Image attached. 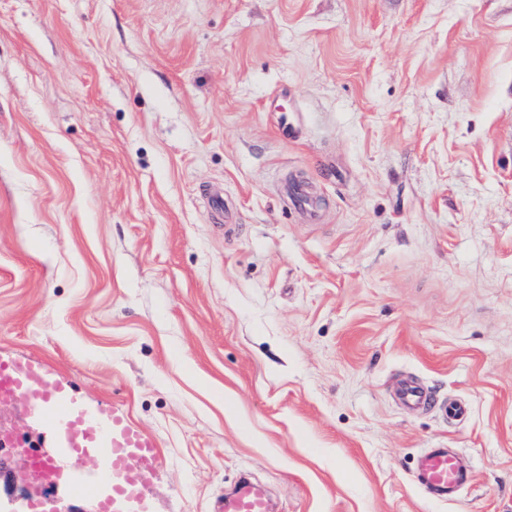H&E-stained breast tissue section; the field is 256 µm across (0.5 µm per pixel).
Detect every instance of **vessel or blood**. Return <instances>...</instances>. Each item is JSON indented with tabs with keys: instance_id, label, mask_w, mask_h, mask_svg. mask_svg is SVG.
Masks as SVG:
<instances>
[{
	"instance_id": "vessel-or-blood-1",
	"label": "vessel or blood",
	"mask_w": 512,
	"mask_h": 512,
	"mask_svg": "<svg viewBox=\"0 0 512 512\" xmlns=\"http://www.w3.org/2000/svg\"><path fill=\"white\" fill-rule=\"evenodd\" d=\"M398 397L402 405L414 410L434 404L431 395L411 383L402 386ZM18 398L26 400L33 414L49 421L53 447L43 457L46 481H66L73 497L95 498L99 485L108 483L112 486V505L120 507L135 492L142 467L159 457L154 442L120 415H113L108 422L80 416L58 381L38 367L0 365V401ZM89 457L94 460L90 470L85 467ZM473 479V469L445 448L426 449L414 471L417 486L438 501L453 500ZM215 512L273 509L265 489L244 474L218 501Z\"/></svg>"
}]
</instances>
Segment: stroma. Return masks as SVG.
<instances>
[{"mask_svg": "<svg viewBox=\"0 0 512 512\" xmlns=\"http://www.w3.org/2000/svg\"><path fill=\"white\" fill-rule=\"evenodd\" d=\"M1 360L154 438L148 512H512V0H0ZM398 397L402 405L410 407L413 410L434 405V400L431 395L425 394L422 387L411 383L402 386ZM413 477L417 486L435 500L450 501L472 483L475 475L448 448H428L418 458ZM216 512H273L271 500L263 487L247 473L225 492L215 508Z\"/></svg>", "mask_w": 512, "mask_h": 512, "instance_id": "35a3bbf8", "label": "stroma"}]
</instances>
